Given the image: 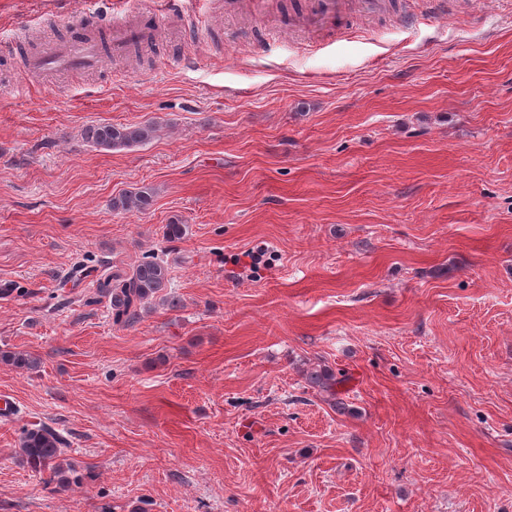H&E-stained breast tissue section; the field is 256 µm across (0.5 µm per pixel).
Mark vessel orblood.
I'll return each instance as SVG.
<instances>
[{
  "instance_id": "obj_1",
  "label": "vessel or blood",
  "mask_w": 512,
  "mask_h": 512,
  "mask_svg": "<svg viewBox=\"0 0 512 512\" xmlns=\"http://www.w3.org/2000/svg\"><path fill=\"white\" fill-rule=\"evenodd\" d=\"M385 6L384 0H305L301 11L289 18L292 29L310 31L332 28L341 24L350 11L371 16ZM149 27L115 25L106 38L91 34L73 40L65 46L51 45L32 62L35 70L64 72L73 68H92L102 64L105 53L119 54L132 44L147 42Z\"/></svg>"
}]
</instances>
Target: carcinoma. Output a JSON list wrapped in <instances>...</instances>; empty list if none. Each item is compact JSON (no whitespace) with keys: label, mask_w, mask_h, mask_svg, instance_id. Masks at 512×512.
Segmentation results:
<instances>
[{"label":"carcinoma","mask_w":512,"mask_h":512,"mask_svg":"<svg viewBox=\"0 0 512 512\" xmlns=\"http://www.w3.org/2000/svg\"><path fill=\"white\" fill-rule=\"evenodd\" d=\"M156 132L151 123L132 125L98 124L87 128L85 138L97 148L112 150L145 144L152 140ZM153 201V192L142 187L136 192L123 194L112 200V208L124 212L142 213ZM77 271L83 276L96 275V295L108 299V306L114 324L129 326L135 323L156 295L167 287L170 280L168 265L161 259L148 256L130 270L111 273L104 268L98 270L79 266ZM0 361L18 368H32L36 359L22 351H0ZM307 384L330 396H336V386L342 380L327 368L319 365L304 370ZM66 438L53 427L42 426L22 433L20 456L22 461L36 473H49L47 483L54 485L57 492H67L81 485V477L76 466L61 458Z\"/></svg>","instance_id":"carcinoma-1"}]
</instances>
